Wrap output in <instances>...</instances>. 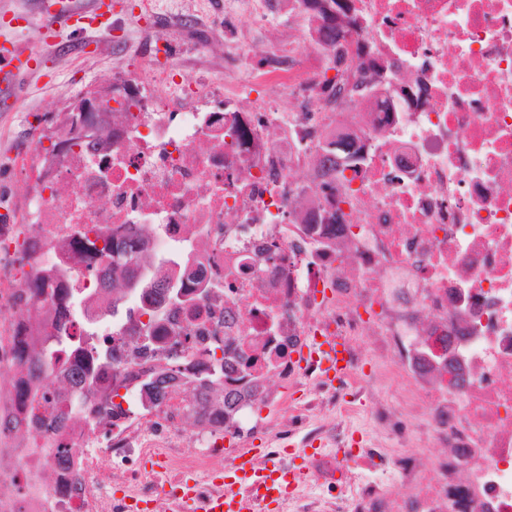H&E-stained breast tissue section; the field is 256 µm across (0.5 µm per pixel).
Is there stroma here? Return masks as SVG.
Segmentation results:
<instances>
[{"label":"stroma","mask_w":512,"mask_h":512,"mask_svg":"<svg viewBox=\"0 0 512 512\" xmlns=\"http://www.w3.org/2000/svg\"><path fill=\"white\" fill-rule=\"evenodd\" d=\"M151 16L135 24L117 21L102 52L79 55L43 45L39 54L41 71L29 75L20 84L16 99L8 111H0V209H11L18 222L28 223L26 183L28 174L21 165L38 138H53L63 110L76 98L94 89L111 85L118 79L120 60L136 64L152 62L149 45L155 39L169 42L175 64L187 75L223 84L224 70L233 66L240 34L224 23L225 0H150ZM358 345L365 354L363 374L371 387L353 411L339 408L315 409L313 418L334 427L336 434L354 437L357 443L387 439L388 443L419 441L423 420L404 416V383L398 376L380 373L381 360L367 337ZM395 417L391 430H380L376 410ZM372 483L386 492L403 495L419 491V484L403 480L399 466L391 464L377 470L362 462L351 471L346 484L336 486L322 475L311 476L305 490L312 497L344 500L353 486Z\"/></svg>","instance_id":"stroma-1"}]
</instances>
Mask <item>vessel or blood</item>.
Instances as JSON below:
<instances>
[{
  "label": "vessel or blood",
  "mask_w": 512,
  "mask_h": 512,
  "mask_svg": "<svg viewBox=\"0 0 512 512\" xmlns=\"http://www.w3.org/2000/svg\"><path fill=\"white\" fill-rule=\"evenodd\" d=\"M113 0H36L32 13L13 14V21L36 28L40 41L53 38L61 28L78 34L77 50L101 49L111 31ZM38 55L16 43H0V101H8L18 79L36 72ZM349 342L341 336H313L304 345L301 357L320 364V379L332 385L343 381L351 367L347 363ZM219 491L204 500L202 512H281L282 507L309 480L305 468L292 467L264 448L235 450L230 465L212 474Z\"/></svg>",
  "instance_id": "obj_1"
}]
</instances>
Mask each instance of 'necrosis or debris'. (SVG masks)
I'll list each match as a JSON object with an SVG mask.
<instances>
[{"label":"necrosis or debris","mask_w":512,"mask_h":512,"mask_svg":"<svg viewBox=\"0 0 512 512\" xmlns=\"http://www.w3.org/2000/svg\"><path fill=\"white\" fill-rule=\"evenodd\" d=\"M344 4L349 52L370 47L386 74L374 97H324L322 59L292 42L288 67L250 72L275 92L250 110L231 71L220 86L132 71L98 145L36 143L28 237L47 266L85 269L77 232L147 224L141 243L180 302L150 286L114 306L98 260L80 312L47 320L76 340L95 327L112 351L95 388L124 397L61 418L87 358L72 347L46 403H21L33 383L20 352L43 339L22 289L0 287V482L14 488L0 512H129L135 498L184 512L165 490L229 463L252 394L318 374L298 366L300 346L359 335L374 305L382 371L407 382L408 410L448 454L418 497L369 489L353 512H512V0Z\"/></svg>","instance_id":"necrosis-or-debris-1"}]
</instances>
